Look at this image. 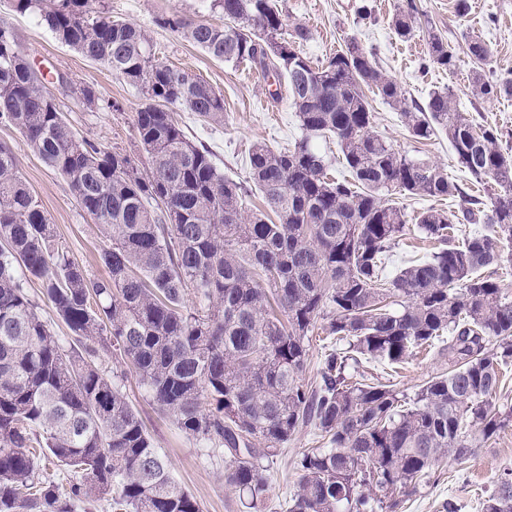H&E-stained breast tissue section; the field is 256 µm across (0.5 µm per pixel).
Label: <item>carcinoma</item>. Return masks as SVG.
Masks as SVG:
<instances>
[{"mask_svg": "<svg viewBox=\"0 0 512 512\" xmlns=\"http://www.w3.org/2000/svg\"><path fill=\"white\" fill-rule=\"evenodd\" d=\"M61 43L107 65L135 88L134 128L146 154L77 135L0 19V123L69 184L105 246L95 276L59 246L47 214L0 145V512H201L122 391L104 356L131 366L158 410L207 448L224 449V477L263 512L271 475L262 459L304 426L325 440L301 453L287 512H376L411 494L445 458L464 463L512 425L500 409L512 364V302L480 271L512 243V153L498 130L470 121L450 90L422 106L385 77L358 41L321 64L303 55V25L282 37L275 0H211L213 25L175 10L155 18L210 57L287 78L302 135L288 151L255 145L250 181L270 209L248 208V188L224 176L185 134L175 109L224 125V94L155 57L147 31L112 16L104 0H11ZM392 17L409 38L413 16ZM429 58L453 72L456 53L424 20ZM483 98L512 95V80L474 78ZM401 112L410 135L448 134L458 165L491 183L489 206L444 169L395 150L373 131L365 89ZM332 137L350 178L328 176L315 146ZM456 198L485 225L452 242L453 218L435 207L415 218L438 243L429 257L382 277V256L407 229L394 194ZM38 282L70 335L56 334L27 290ZM347 341L305 384L318 321ZM448 372L408 400L390 385L350 380L361 359L404 362L436 341ZM512 512V470L482 499Z\"/></svg>", "mask_w": 512, "mask_h": 512, "instance_id": "cac0c4a2", "label": "carcinoma"}]
</instances>
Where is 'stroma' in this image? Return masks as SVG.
<instances>
[{"label": "stroma", "instance_id": "stroma-1", "mask_svg": "<svg viewBox=\"0 0 512 512\" xmlns=\"http://www.w3.org/2000/svg\"><path fill=\"white\" fill-rule=\"evenodd\" d=\"M405 1L277 0V4L284 33H291L298 24L309 29L310 38L303 45L308 57L325 59L344 47L349 38H358L373 52L382 72L401 85L408 98L422 104L430 92L450 89L458 109L468 113L475 123L497 127L503 147L512 148V97L488 100L476 96L473 89V77L479 71L497 78H512V0H482L480 13L471 12L463 17L456 13L455 0H413L419 17L430 20L455 49L457 66L452 73L430 63L427 39L421 31H414L403 41L391 29L389 22L393 14ZM106 3L113 15L150 33L156 58L200 77L223 92V125L204 124L184 110L179 111L178 118L188 138L211 151L225 176L248 183L251 146L261 143L280 150L300 137L299 122L287 93L271 98L265 81L254 68L216 61L178 34L154 24L156 16L175 9L213 24L222 23V14L211 10L210 0H106ZM363 5L371 12L365 20L358 17V9ZM0 17L16 31L24 55L32 65L66 74L73 87L90 85L96 89L102 100L97 109L86 108L72 95L58 98L61 111L79 136L145 161L133 128L140 103L134 88L125 85L107 66L60 43L39 25L35 16L13 12L5 0H0ZM474 39L481 40L488 48L485 62H475L467 51L468 41ZM367 100L375 115L374 130L378 135L407 156L446 168L450 179L479 201H487L486 187L457 166L454 150L444 132H435L426 141L415 140L399 112L378 96L368 95ZM0 144L16 156L19 175L54 224L59 244L91 273L102 275L96 257L104 242L68 183L31 152L25 138L13 127L0 124ZM434 248V242L423 238L410 221L405 235L384 260V276H394L401 269L424 260ZM447 369V360L434 347L422 349L398 365L366 360L359 365L365 382L391 385L410 396L428 379ZM123 373L125 394L144 420L171 472L199 502L202 512H247L225 481L222 450L202 447L188 437L172 419L160 413L132 367H124ZM321 444L316 430L305 427L275 456L265 459L271 474L265 512H286L297 481V458L305 449ZM510 468L512 427L476 449L466 463L443 461L416 493L398 494L395 505H384L382 512H444L442 505L448 500L457 504V512H482L483 494Z\"/></svg>", "mask_w": 512, "mask_h": 512}]
</instances>
